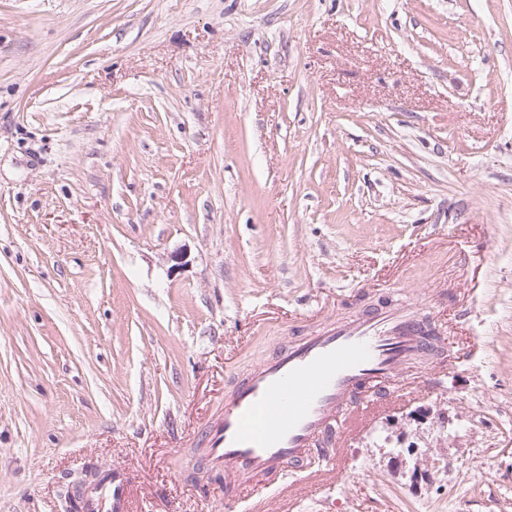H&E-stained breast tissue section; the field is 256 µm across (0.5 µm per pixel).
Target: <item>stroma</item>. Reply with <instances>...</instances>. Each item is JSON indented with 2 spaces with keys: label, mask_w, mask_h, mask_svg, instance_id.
Segmentation results:
<instances>
[{
  "label": "stroma",
  "mask_w": 512,
  "mask_h": 512,
  "mask_svg": "<svg viewBox=\"0 0 512 512\" xmlns=\"http://www.w3.org/2000/svg\"><path fill=\"white\" fill-rule=\"evenodd\" d=\"M406 305L448 364L294 512H512V0H0V512L112 465L247 512L194 471L225 394Z\"/></svg>",
  "instance_id": "stroma-1"
}]
</instances>
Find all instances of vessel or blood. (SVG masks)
Returning <instances> with one entry per match:
<instances>
[{
	"instance_id": "obj_1",
	"label": "vessel or blood",
	"mask_w": 512,
	"mask_h": 512,
	"mask_svg": "<svg viewBox=\"0 0 512 512\" xmlns=\"http://www.w3.org/2000/svg\"><path fill=\"white\" fill-rule=\"evenodd\" d=\"M410 308L345 320L261 361L224 399L219 422L197 446L203 462L224 477V496L255 495L251 512H264L258 490L278 477L298 475L312 454L326 449L335 463L342 426L354 402L394 384L411 360L445 347ZM129 477L112 466L79 486V512H129Z\"/></svg>"
}]
</instances>
